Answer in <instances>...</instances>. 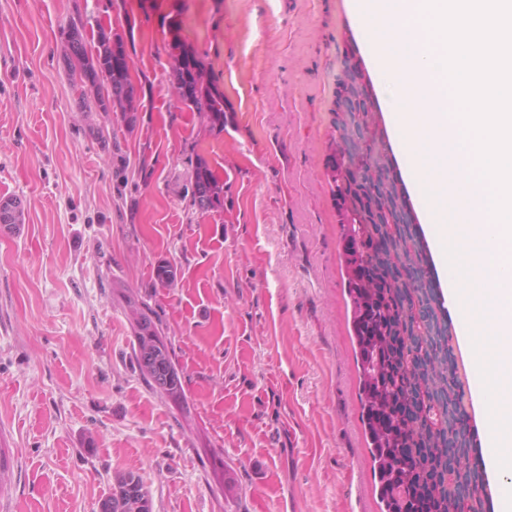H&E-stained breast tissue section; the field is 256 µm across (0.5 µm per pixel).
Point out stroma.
<instances>
[{"label": "stroma", "mask_w": 512, "mask_h": 512, "mask_svg": "<svg viewBox=\"0 0 512 512\" xmlns=\"http://www.w3.org/2000/svg\"><path fill=\"white\" fill-rule=\"evenodd\" d=\"M181 2L229 107L217 135L168 81V0H0V200L25 202L0 230V512H94L123 470L153 512H380L326 176L351 2ZM75 17L90 43L130 35L134 130L79 108ZM191 143L223 211L189 206ZM129 293L160 314L187 404L140 376Z\"/></svg>", "instance_id": "35a3bbf8"}]
</instances>
